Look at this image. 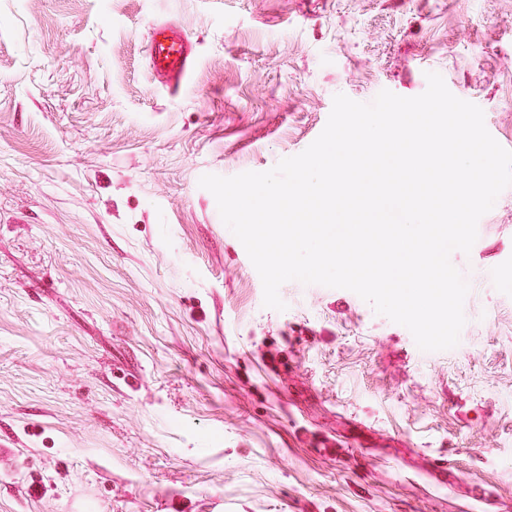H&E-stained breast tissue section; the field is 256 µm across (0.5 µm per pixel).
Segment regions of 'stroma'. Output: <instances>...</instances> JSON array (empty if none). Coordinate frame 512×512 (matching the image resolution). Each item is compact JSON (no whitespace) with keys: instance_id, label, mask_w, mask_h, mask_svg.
I'll list each match as a JSON object with an SVG mask.
<instances>
[{"instance_id":"1","label":"stroma","mask_w":512,"mask_h":512,"mask_svg":"<svg viewBox=\"0 0 512 512\" xmlns=\"http://www.w3.org/2000/svg\"><path fill=\"white\" fill-rule=\"evenodd\" d=\"M430 72L512 151V0H0V512H512V187L451 356L346 289L264 307L199 185ZM147 57L154 76L166 82L172 92L185 84L196 59L190 37L169 23L151 29Z\"/></svg>"}]
</instances>
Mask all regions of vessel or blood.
Segmentation results:
<instances>
[{"instance_id": "b4317fda", "label": "vessel or blood", "mask_w": 512, "mask_h": 512, "mask_svg": "<svg viewBox=\"0 0 512 512\" xmlns=\"http://www.w3.org/2000/svg\"><path fill=\"white\" fill-rule=\"evenodd\" d=\"M147 57L154 76L174 92L185 84L195 62L190 37L168 23L152 28Z\"/></svg>"}]
</instances>
